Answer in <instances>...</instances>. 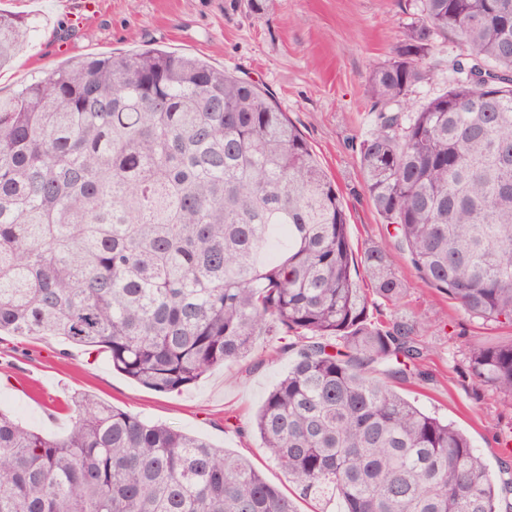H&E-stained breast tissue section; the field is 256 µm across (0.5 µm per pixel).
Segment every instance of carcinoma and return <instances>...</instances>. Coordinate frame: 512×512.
<instances>
[{"label":"carcinoma","mask_w":512,"mask_h":512,"mask_svg":"<svg viewBox=\"0 0 512 512\" xmlns=\"http://www.w3.org/2000/svg\"><path fill=\"white\" fill-rule=\"evenodd\" d=\"M366 93L372 204L419 279L512 324V0H415ZM0 12V66L26 41ZM463 50L442 92L438 38ZM360 267L403 295L388 254ZM334 183L256 84L172 52L91 57L0 98V334L54 337L160 393L245 358H296L254 419L266 453L340 512H501L467 435L393 384L423 379L415 328L368 322ZM472 376L512 396V345ZM0 512H297L244 458L88 394L64 437L0 411ZM437 67L433 79L424 85L419 86L410 95L409 104L403 112H415L418 104L439 94L448 81V66L458 53V48L451 41H441L436 49Z\"/></svg>","instance_id":"obj_1"}]
</instances>
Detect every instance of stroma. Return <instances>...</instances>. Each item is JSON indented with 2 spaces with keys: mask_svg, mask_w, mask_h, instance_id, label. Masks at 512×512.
<instances>
[{
  "mask_svg": "<svg viewBox=\"0 0 512 512\" xmlns=\"http://www.w3.org/2000/svg\"><path fill=\"white\" fill-rule=\"evenodd\" d=\"M0 10L24 18L30 28L17 59L0 70L5 96L71 62L148 48L204 59L269 92L335 183L354 255L386 247L404 284L400 302L384 313L420 324L426 378L401 386V393L455 423L493 474L512 469V456L501 445L502 436L512 433V396L476 381L469 371L472 348L512 343V325L471 317L418 278L375 210L360 169L359 143L374 120L366 77L391 58L413 17L414 0H274L260 11L251 0H0ZM457 53L451 41L439 43L434 77L411 94L408 111L442 91ZM293 359L288 351L271 354L261 338L233 366L211 370L182 392L158 393L113 370L105 355L88 357L81 347L55 338L4 336L0 409L61 436L71 425L72 396L89 393L248 458L270 484L294 498L298 512H340L339 500L300 497L251 430Z\"/></svg>",
  "mask_w": 512,
  "mask_h": 512,
  "instance_id": "35a3bbf8",
  "label": "stroma"
}]
</instances>
